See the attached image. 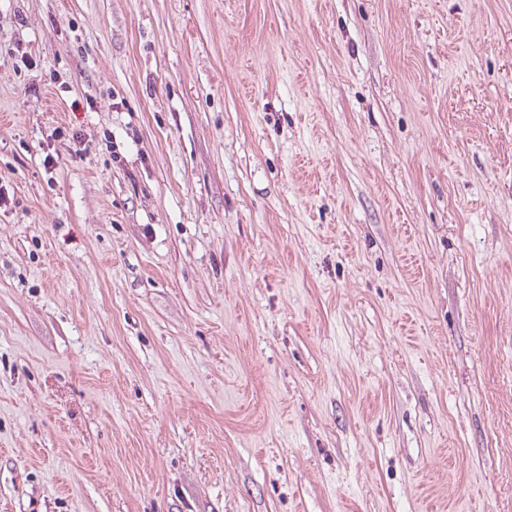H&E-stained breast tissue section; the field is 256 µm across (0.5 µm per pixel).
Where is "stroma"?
I'll return each mask as SVG.
<instances>
[{
  "label": "stroma",
  "mask_w": 512,
  "mask_h": 512,
  "mask_svg": "<svg viewBox=\"0 0 512 512\" xmlns=\"http://www.w3.org/2000/svg\"><path fill=\"white\" fill-rule=\"evenodd\" d=\"M0 512H512V0H0Z\"/></svg>",
  "instance_id": "1"
}]
</instances>
